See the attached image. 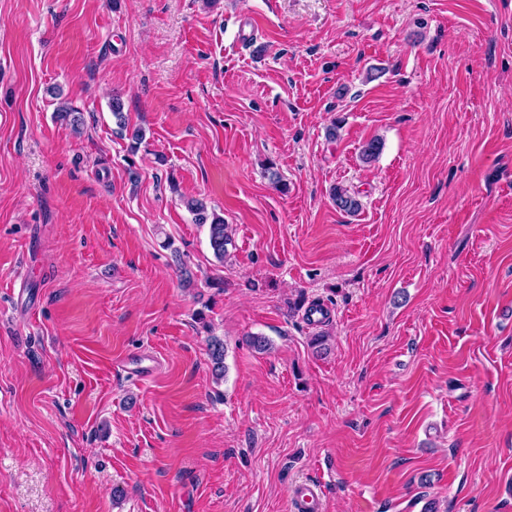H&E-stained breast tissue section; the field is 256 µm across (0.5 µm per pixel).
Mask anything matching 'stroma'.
Segmentation results:
<instances>
[{
	"instance_id": "obj_1",
	"label": "stroma",
	"mask_w": 512,
	"mask_h": 512,
	"mask_svg": "<svg viewBox=\"0 0 512 512\" xmlns=\"http://www.w3.org/2000/svg\"><path fill=\"white\" fill-rule=\"evenodd\" d=\"M307 478L512 512V0H0V512H288ZM186 207L194 215L195 223L208 225L209 244L213 254L220 263L224 262L227 245L232 242L229 225L224 224V218L216 216L214 213L210 215L205 203L198 199H188Z\"/></svg>"
}]
</instances>
